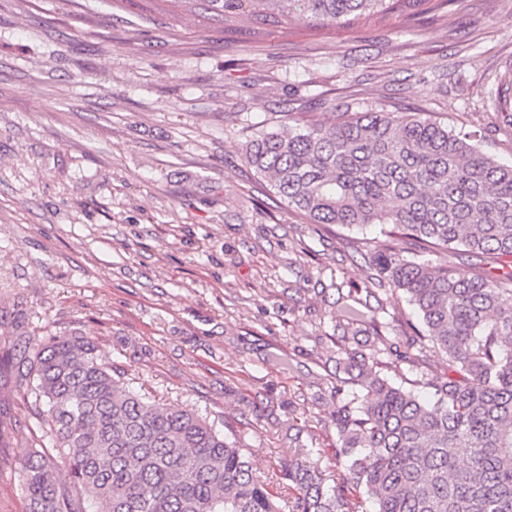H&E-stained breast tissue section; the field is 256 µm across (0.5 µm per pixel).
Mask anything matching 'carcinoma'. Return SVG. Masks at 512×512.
<instances>
[{
    "instance_id": "1",
    "label": "carcinoma",
    "mask_w": 512,
    "mask_h": 512,
    "mask_svg": "<svg viewBox=\"0 0 512 512\" xmlns=\"http://www.w3.org/2000/svg\"><path fill=\"white\" fill-rule=\"evenodd\" d=\"M150 21L181 0H106ZM228 30L257 36L290 22L333 29L410 9L440 12L448 0H200ZM493 104L512 112V70ZM247 164L310 224H382L368 264L377 287L342 291L331 316L336 341V431L341 467L321 471L283 457L280 479L297 491L289 512H512V272L466 276L433 267L422 252L512 259V166L473 135L425 112H343L334 123L280 125L252 133ZM400 292L418 321L401 336L371 299ZM371 336L357 358L347 347ZM406 348L442 353L446 370L420 383L421 399L385 370ZM31 352L0 356V379L26 383L39 414L21 466L26 512H280L278 493L247 449L207 418L130 387L83 336L51 333ZM65 459L60 476L54 455Z\"/></svg>"
}]
</instances>
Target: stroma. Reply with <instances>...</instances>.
I'll return each mask as SVG.
<instances>
[{
    "instance_id": "obj_1",
    "label": "stroma",
    "mask_w": 512,
    "mask_h": 512,
    "mask_svg": "<svg viewBox=\"0 0 512 512\" xmlns=\"http://www.w3.org/2000/svg\"><path fill=\"white\" fill-rule=\"evenodd\" d=\"M0 0V335L77 331L166 403L239 431L259 475L288 449L318 467L336 434L337 288H367L382 227L322 228L274 197L242 146L286 115L425 110L512 163L497 79L512 63V0H455L403 28H270L246 43L174 8L146 23L87 0ZM292 358V373L270 364ZM0 450V512H25Z\"/></svg>"
}]
</instances>
